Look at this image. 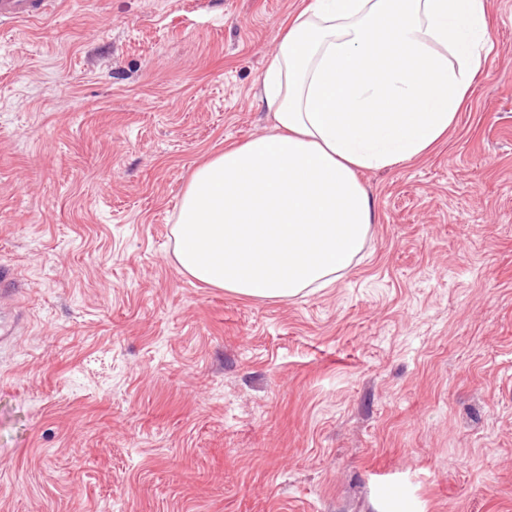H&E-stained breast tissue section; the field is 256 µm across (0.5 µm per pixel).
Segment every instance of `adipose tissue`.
<instances>
[{
  "label": "adipose tissue",
  "instance_id": "1",
  "mask_svg": "<svg viewBox=\"0 0 512 512\" xmlns=\"http://www.w3.org/2000/svg\"><path fill=\"white\" fill-rule=\"evenodd\" d=\"M491 39L487 0H310L256 83L270 131L213 155L185 187L180 270L275 301L335 283L374 222L361 172L444 140Z\"/></svg>",
  "mask_w": 512,
  "mask_h": 512
}]
</instances>
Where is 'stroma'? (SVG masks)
Returning a JSON list of instances; mask_svg holds the SVG:
<instances>
[{"instance_id":"obj_1","label":"stroma","mask_w":512,"mask_h":512,"mask_svg":"<svg viewBox=\"0 0 512 512\" xmlns=\"http://www.w3.org/2000/svg\"><path fill=\"white\" fill-rule=\"evenodd\" d=\"M308 0H57L0 32V512H512V0L445 143L361 181L352 267L285 301L185 275L195 167L268 133ZM20 293L18 272L10 265H0V345L9 344L21 335L24 322L15 309Z\"/></svg>"}]
</instances>
